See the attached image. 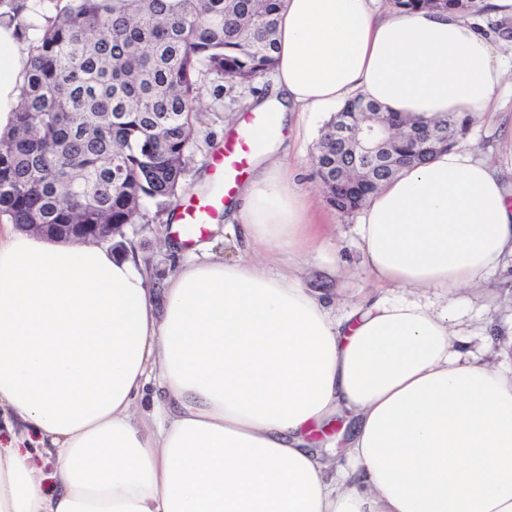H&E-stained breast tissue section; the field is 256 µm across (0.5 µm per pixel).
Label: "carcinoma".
<instances>
[{
  "label": "carcinoma",
  "instance_id": "1",
  "mask_svg": "<svg viewBox=\"0 0 512 512\" xmlns=\"http://www.w3.org/2000/svg\"><path fill=\"white\" fill-rule=\"evenodd\" d=\"M395 10L479 15L483 0H391ZM280 0H69L31 46L16 124L0 137V217L99 224L123 236L146 201L177 194L195 134L202 78L252 85L275 64ZM380 111L356 97L342 112ZM454 140L469 123L430 124ZM320 167L336 162L325 125ZM327 202L362 203L323 187Z\"/></svg>",
  "mask_w": 512,
  "mask_h": 512
}]
</instances>
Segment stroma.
<instances>
[{
	"label": "stroma",
	"instance_id": "stroma-1",
	"mask_svg": "<svg viewBox=\"0 0 512 512\" xmlns=\"http://www.w3.org/2000/svg\"><path fill=\"white\" fill-rule=\"evenodd\" d=\"M243 103L239 94L226 93L223 80L205 78L200 98L202 116L187 153L177 202L165 209L145 204L140 218L125 229V242L147 267L154 294L162 293L181 263L169 232L171 214L178 210L180 200L212 187L213 159L223 148L227 133L237 126ZM498 103L497 111L470 126L462 143L491 163L502 180L512 186V76L507 78ZM327 119L324 113L297 114L288 148L278 157L296 173L312 203L314 221L321 228L318 248L301 262L297 274L305 287L334 291L344 306L358 302L372 284L355 233L357 214H342L330 207L314 176L315 143ZM458 296L461 328L469 337V348L477 362L511 371L512 261L489 276L481 287L460 290Z\"/></svg>",
	"mask_w": 512,
	"mask_h": 512
}]
</instances>
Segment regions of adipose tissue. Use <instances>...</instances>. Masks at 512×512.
Masks as SVG:
<instances>
[{
	"label": "adipose tissue",
	"mask_w": 512,
	"mask_h": 512,
	"mask_svg": "<svg viewBox=\"0 0 512 512\" xmlns=\"http://www.w3.org/2000/svg\"><path fill=\"white\" fill-rule=\"evenodd\" d=\"M372 0H281L275 131L360 95L421 121L491 109L503 41L455 11L375 15ZM30 53L0 20V136ZM229 203L234 247L186 250L161 296L128 252L0 226V512H512V372L457 341V290L512 256V194L455 146L402 169L355 227L380 296L336 313L290 272L318 241L305 195L263 154ZM145 418L133 408L148 377ZM347 426L346 462L310 434Z\"/></svg>",
	"instance_id": "obj_1"
}]
</instances>
